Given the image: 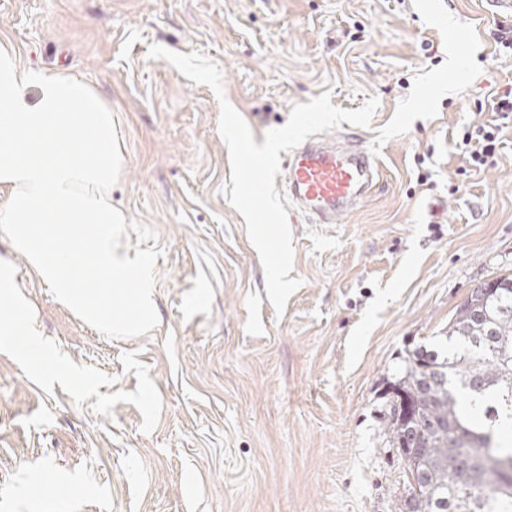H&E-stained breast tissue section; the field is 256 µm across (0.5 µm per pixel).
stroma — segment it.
Wrapping results in <instances>:
<instances>
[{"instance_id":"stroma-1","label":"stroma","mask_w":512,"mask_h":512,"mask_svg":"<svg viewBox=\"0 0 512 512\" xmlns=\"http://www.w3.org/2000/svg\"><path fill=\"white\" fill-rule=\"evenodd\" d=\"M498 21L487 0H0L22 65L111 103L120 247L156 300L147 330L94 329L0 235L51 346L34 365L0 348V512H398L390 385L408 352L446 347L474 288L512 273V127L492 167L457 148L512 84ZM155 45L213 61L223 96ZM324 93L376 100L370 127L339 133L382 177L337 223L289 215L301 285L280 315L229 200L221 104L260 145Z\"/></svg>"}]
</instances>
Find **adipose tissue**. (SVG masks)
<instances>
[{"instance_id": "obj_1", "label": "adipose tissue", "mask_w": 512, "mask_h": 512, "mask_svg": "<svg viewBox=\"0 0 512 512\" xmlns=\"http://www.w3.org/2000/svg\"><path fill=\"white\" fill-rule=\"evenodd\" d=\"M123 160L112 107L84 80L23 66L0 42V232L59 302L103 331L151 322L145 266L112 244ZM0 337L23 357L44 343L13 266L0 259Z\"/></svg>"}]
</instances>
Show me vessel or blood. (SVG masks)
<instances>
[{"label":"vessel or blood","instance_id":"obj_1","mask_svg":"<svg viewBox=\"0 0 512 512\" xmlns=\"http://www.w3.org/2000/svg\"><path fill=\"white\" fill-rule=\"evenodd\" d=\"M379 177L377 158L359 139L331 144L310 138L290 154L284 188L311 223L332 224L359 208Z\"/></svg>","mask_w":512,"mask_h":512}]
</instances>
